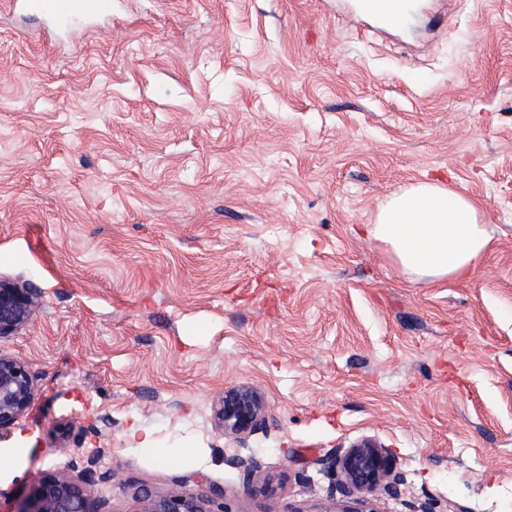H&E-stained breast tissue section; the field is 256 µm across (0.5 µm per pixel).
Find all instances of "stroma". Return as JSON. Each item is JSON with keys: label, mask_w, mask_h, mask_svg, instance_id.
<instances>
[{"label": "stroma", "mask_w": 512, "mask_h": 512, "mask_svg": "<svg viewBox=\"0 0 512 512\" xmlns=\"http://www.w3.org/2000/svg\"><path fill=\"white\" fill-rule=\"evenodd\" d=\"M418 2L371 33L348 0H112L55 42L0 2V280L39 294L0 338L37 389L0 501L90 466L94 512L193 471L225 512H320L370 438L405 479L374 512H512V0ZM431 178L483 207L469 279L368 233ZM241 384L272 421L234 443ZM213 413L215 426L235 442L266 431L271 419L263 394L250 385L224 389ZM224 462L230 467L237 469L243 476V482L246 486L253 484L255 478L263 471L264 462L257 455L241 456L232 454L224 458Z\"/></svg>", "instance_id": "obj_1"}]
</instances>
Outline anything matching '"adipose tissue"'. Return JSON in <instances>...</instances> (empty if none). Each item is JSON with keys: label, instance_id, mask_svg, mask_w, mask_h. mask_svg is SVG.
Wrapping results in <instances>:
<instances>
[{"label": "adipose tissue", "instance_id": "adipose-tissue-1", "mask_svg": "<svg viewBox=\"0 0 512 512\" xmlns=\"http://www.w3.org/2000/svg\"><path fill=\"white\" fill-rule=\"evenodd\" d=\"M371 234L411 281L431 283L468 275L491 240L480 204L437 182L391 195Z\"/></svg>", "mask_w": 512, "mask_h": 512}]
</instances>
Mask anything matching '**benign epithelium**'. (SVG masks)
Listing matches in <instances>:
<instances>
[{
	"instance_id": "1",
	"label": "benign epithelium",
	"mask_w": 512,
	"mask_h": 512,
	"mask_svg": "<svg viewBox=\"0 0 512 512\" xmlns=\"http://www.w3.org/2000/svg\"><path fill=\"white\" fill-rule=\"evenodd\" d=\"M35 290L0 281V338L12 336L31 320ZM36 388L26 363L0 355V429L8 427L30 408ZM214 424L224 437L241 442L267 430L271 416L263 394L250 385L227 388L214 403ZM224 462L238 470L246 485L263 471L257 455L232 454ZM344 499L332 500L325 512H361L366 496L395 495L404 482L392 453L371 439H364L335 458ZM206 476L189 473L166 495L140 498L139 512H224L212 510L213 499L201 492ZM93 473L67 474L39 479L31 492L13 503L7 512H93L88 486Z\"/></svg>"
}]
</instances>
